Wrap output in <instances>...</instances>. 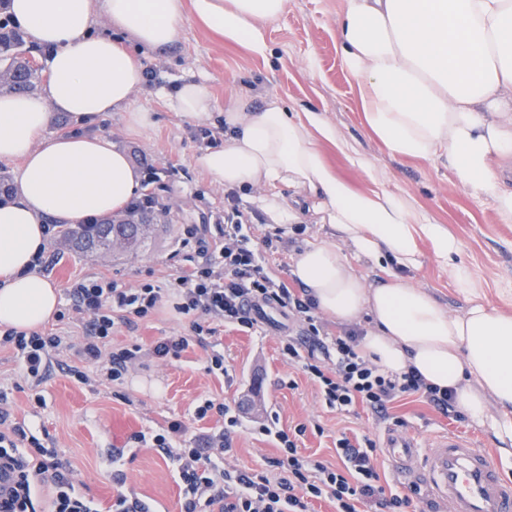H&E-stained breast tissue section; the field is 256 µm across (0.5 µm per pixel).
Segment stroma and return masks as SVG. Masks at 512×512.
<instances>
[{"label":"stroma","instance_id":"35a3bbf8","mask_svg":"<svg viewBox=\"0 0 512 512\" xmlns=\"http://www.w3.org/2000/svg\"><path fill=\"white\" fill-rule=\"evenodd\" d=\"M346 4L347 0H285L280 18L264 26L270 48L264 57L224 41L190 12L170 48L142 50L144 66L154 68L156 76L145 81L132 107L153 113V126L127 132L126 114L119 111L95 130L111 136L134 166L155 167L157 182L164 187L159 194L163 209L150 216L154 230L134 252L83 254L60 239H48L46 251L55 260L47 274L56 288L65 290L71 280L83 276H107L129 286L167 277L176 266L171 253L182 225L200 224L223 212L227 188L213 183L194 165L195 157L205 150L194 137L201 124L179 116L163 96L183 82L204 79L214 107L203 125L214 130L223 122L225 108L238 102L256 112L275 98L289 111L324 115L339 138L335 145L320 144L328 163L356 190L392 192L422 221L445 225L460 244L457 261L468 270L473 289L465 293L457 288L451 267L425 240L419 243V265L402 270V277L427 291L449 314H463L475 302L512 314V224L500 223L490 198L473 196L459 186L445 160L391 155L369 129L356 82L338 49L337 21ZM296 222L306 230L270 256V274L290 277L295 255L308 242L331 237L328 225L320 223L314 212L300 213ZM288 326V318L276 312L251 334L224 328L218 341L233 366L228 379L208 374L207 352L193 344L176 358L144 359L120 385L83 384L66 370L53 369L37 390L45 398L38 406L32 400L34 390L22 383L13 351L1 348L0 388L9 392L15 418L48 436L50 446L69 464L77 490L93 500L99 512H107L112 503V473L117 469L140 499L166 512H180V486L169 459L153 448L125 450L121 456L114 450L125 449L134 433L161 430L174 419L182 420L192 434L214 430L218 416L195 417L199 399L213 397L239 407L247 428L234 436L226 462L246 471H269V461L278 450L251 429L274 416L284 427L318 422L322 434H306L301 452L331 464L336 461L333 441L338 432L382 440L387 423L359 408L337 413L303 373L286 362L280 341ZM191 333L190 318L167 302L136 329L118 328L112 345L136 343L147 349L163 337ZM394 412L405 420L407 431L421 439L439 432L470 439L512 478V457L501 455L492 427L497 408H489L487 420L460 421L410 397L398 402Z\"/></svg>","mask_w":512,"mask_h":512}]
</instances>
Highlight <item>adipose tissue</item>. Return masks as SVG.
<instances>
[{
    "label": "adipose tissue",
    "mask_w": 512,
    "mask_h": 512,
    "mask_svg": "<svg viewBox=\"0 0 512 512\" xmlns=\"http://www.w3.org/2000/svg\"><path fill=\"white\" fill-rule=\"evenodd\" d=\"M29 39L51 47L50 77L38 95L0 96V160L18 172L10 200L0 203V327L32 332L58 312L59 293L32 269L47 244L46 220L78 224L125 208L140 187L127 154L104 134L51 133L59 113L103 122L127 111L128 127L144 130L153 115L132 109L144 65L122 41L163 51L179 35L186 11L225 41L258 55L268 45L263 26L284 0H9ZM105 30L94 33L95 22ZM340 51L355 79L365 120L392 154L447 158L457 182L493 201L512 224V188L498 170L512 166V0H348L339 26ZM168 99L176 113L199 121L213 97L206 82L181 84ZM335 128L316 112L299 119L278 100L245 115L224 113V146L195 159L229 188L264 185L276 219L293 220L296 200L278 185L304 190L305 204L329 225L333 241L308 243L293 277L337 322L366 315L363 352L388 373L416 369L452 390L456 407L475 420L488 400L502 413L497 437L512 453V315L481 303L449 316L424 290L397 275L375 287L353 260L401 268L419 263V241L450 261L457 239L441 224L420 221L388 192H360L326 162L319 140Z\"/></svg>",
    "instance_id": "obj_1"
}]
</instances>
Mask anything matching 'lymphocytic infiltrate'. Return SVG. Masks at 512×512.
<instances>
[{
  "instance_id": "f902f5d3",
  "label": "lymphocytic infiltrate",
  "mask_w": 512,
  "mask_h": 512,
  "mask_svg": "<svg viewBox=\"0 0 512 512\" xmlns=\"http://www.w3.org/2000/svg\"><path fill=\"white\" fill-rule=\"evenodd\" d=\"M281 241L278 235L256 237L246 208L240 200L230 199L217 229L206 224L184 227L177 249L192 251L193 256L171 280L134 287L102 276L73 280L66 297L69 311L84 324L82 340L10 328L0 330V348L14 351L23 379L35 387L48 377L64 350L77 359L70 373L80 382L96 377L118 384L144 356L159 360L179 356L190 342L205 343L224 326L253 330L257 310L272 304L302 326L301 336L282 341L283 357L317 385L329 407L347 413L359 407L397 426L403 420L393 416V405L405 396L418 397L442 414L452 413V392L426 383L418 372H382L362 354L360 331L345 329L334 336L326 332L308 289L289 287L285 278L265 269L267 253ZM172 295L178 312L191 318L194 337L168 336L148 349L138 344L113 348L118 326L136 328ZM86 363L95 366V375L83 371ZM211 414L223 421L212 432L188 436L184 423L175 419L160 432L131 437L132 443L159 449L174 463L183 495L181 512H211L217 503L222 504V512H313L314 502L323 499L333 504L334 512H408L412 505L409 494L383 482L377 443L368 436L337 435V463L330 467L301 454L299 440L307 424L286 429L274 419L255 426L253 434L279 450L269 461L276 471L271 477L225 466L232 437L244 422L235 407L211 398L195 409L200 419ZM46 487L52 490L47 509L42 506ZM0 512H98L93 501L77 492L72 472L57 450L13 419L8 393L2 389Z\"/></svg>"
}]
</instances>
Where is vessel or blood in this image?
Returning <instances> with one entry per match:
<instances>
[{
  "label": "vessel or blood",
  "mask_w": 512,
  "mask_h": 512,
  "mask_svg": "<svg viewBox=\"0 0 512 512\" xmlns=\"http://www.w3.org/2000/svg\"><path fill=\"white\" fill-rule=\"evenodd\" d=\"M382 446L392 469L420 477L428 500L448 512H512V479L469 439L444 432L424 445L414 435L392 429Z\"/></svg>",
  "instance_id": "obj_1"
}]
</instances>
